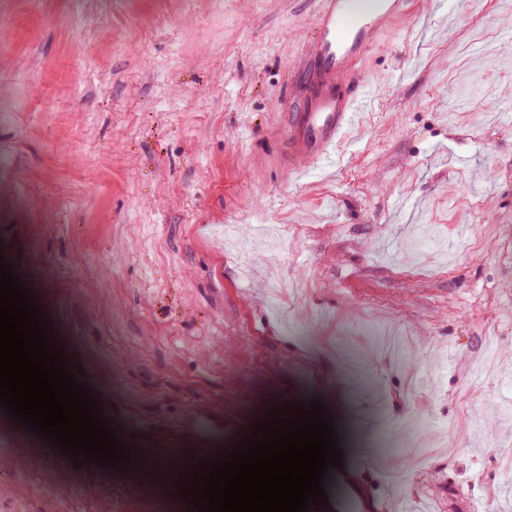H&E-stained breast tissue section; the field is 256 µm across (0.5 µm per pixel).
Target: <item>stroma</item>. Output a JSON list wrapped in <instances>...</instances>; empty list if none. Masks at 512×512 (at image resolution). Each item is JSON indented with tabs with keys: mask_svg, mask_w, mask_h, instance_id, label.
<instances>
[{
	"mask_svg": "<svg viewBox=\"0 0 512 512\" xmlns=\"http://www.w3.org/2000/svg\"><path fill=\"white\" fill-rule=\"evenodd\" d=\"M416 2L363 62L360 135L299 179L315 0H0V252L131 437L127 512L314 388L347 441L318 512H480L512 481V0ZM402 421L414 456L374 453ZM64 503L0 483V512Z\"/></svg>",
	"mask_w": 512,
	"mask_h": 512,
	"instance_id": "stroma-1",
	"label": "stroma"
}]
</instances>
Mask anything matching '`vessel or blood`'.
Segmentation results:
<instances>
[{
  "label": "vessel or blood",
  "instance_id": "vessel-or-blood-1",
  "mask_svg": "<svg viewBox=\"0 0 512 512\" xmlns=\"http://www.w3.org/2000/svg\"><path fill=\"white\" fill-rule=\"evenodd\" d=\"M409 0H317L316 35L298 67L309 90L288 102V166L301 174L346 139L367 107L359 64Z\"/></svg>",
  "mask_w": 512,
  "mask_h": 512
}]
</instances>
